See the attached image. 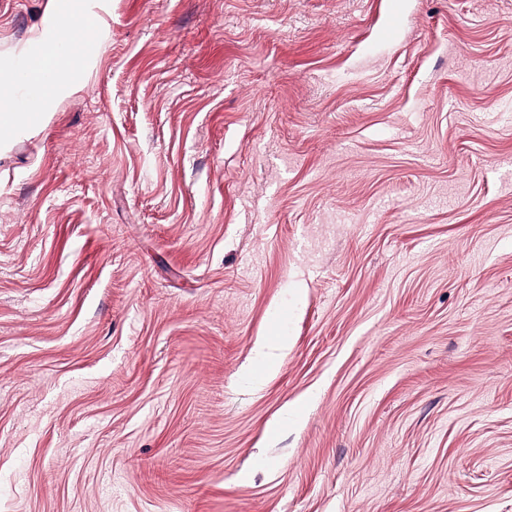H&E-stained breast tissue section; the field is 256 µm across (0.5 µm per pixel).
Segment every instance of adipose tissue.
Here are the masks:
<instances>
[{"instance_id": "1", "label": "adipose tissue", "mask_w": 512, "mask_h": 512, "mask_svg": "<svg viewBox=\"0 0 512 512\" xmlns=\"http://www.w3.org/2000/svg\"><path fill=\"white\" fill-rule=\"evenodd\" d=\"M47 15L53 21L52 33L44 39L40 52L29 59L24 73L30 83L43 89L54 86L65 51L100 32L99 25L76 14L73 0H48Z\"/></svg>"}]
</instances>
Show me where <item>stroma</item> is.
I'll return each instance as SVG.
<instances>
[{
    "instance_id": "stroma-1",
    "label": "stroma",
    "mask_w": 512,
    "mask_h": 512,
    "mask_svg": "<svg viewBox=\"0 0 512 512\" xmlns=\"http://www.w3.org/2000/svg\"><path fill=\"white\" fill-rule=\"evenodd\" d=\"M79 6L0 149V512H512V0Z\"/></svg>"
}]
</instances>
